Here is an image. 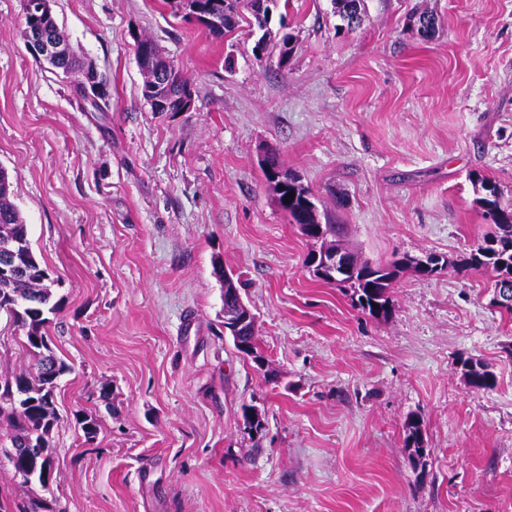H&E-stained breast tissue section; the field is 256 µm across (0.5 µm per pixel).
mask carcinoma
<instances>
[{
  "instance_id": "obj_1",
  "label": "carcinoma",
  "mask_w": 512,
  "mask_h": 512,
  "mask_svg": "<svg viewBox=\"0 0 512 512\" xmlns=\"http://www.w3.org/2000/svg\"><path fill=\"white\" fill-rule=\"evenodd\" d=\"M224 13L223 35L231 34L239 25V0H221ZM334 14L341 21L340 29H351L349 23L350 6L364 10L365 0H331ZM288 7V0H258L251 15V29L257 35L253 51L259 53L270 48L262 38L272 36L271 22L275 12ZM197 25L214 36L211 26L198 18ZM267 182L273 188L280 207L288 212L297 224L317 225L316 207H308L311 200L309 189L297 177L290 176L281 183L275 176L282 172L279 156L272 152L265 159L263 169ZM478 197L476 202L483 210V216L491 220L492 230L480 244L461 260L460 268H491L497 276L512 283V207L502 204L497 185L486 177L475 180ZM294 193L288 197V193ZM12 189L8 176L0 177V244L17 239V253L23 271L11 282L0 281V311L8 313L14 323L24 329L26 348L32 356L31 371H22L0 379V420L11 427V442L19 447V452L7 454L14 475L23 483L37 482L47 486V472L53 469L54 462L48 452L49 437L58 421L52 397L58 381L67 371L68 364L57 358L49 345L47 327L51 316L59 311V303L52 301L53 281L49 273L35 256L28 238V228L11 200ZM289 202H284V198ZM323 235L334 240L336 249L343 251V258L352 269L349 276L334 280L322 277L326 283L346 284L353 289L358 305L368 311L373 318H386L391 314L389 290L399 277V273L410 269L420 277H433L448 267V260L434 254L421 256L403 255L387 262L372 263L363 260L336 240L339 227L334 224L322 225ZM463 375L468 385L475 390H489L495 379L491 371L478 368L471 361H463ZM76 422L85 440L98 434V420L88 414L76 415ZM405 448L414 466H421L426 457V447L422 434V424L417 416L406 422Z\"/></svg>"
}]
</instances>
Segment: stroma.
I'll use <instances>...</instances> for the list:
<instances>
[{"label": "stroma", "instance_id": "1", "mask_svg": "<svg viewBox=\"0 0 512 512\" xmlns=\"http://www.w3.org/2000/svg\"><path fill=\"white\" fill-rule=\"evenodd\" d=\"M108 111L24 47L23 0H0V167L60 305L48 487L4 452L0 499L48 512H512V316L492 270H457L488 232L471 178L512 205V0H366L337 31L330 0H289L295 48L253 54L248 18L216 38L166 0H56ZM439 19L423 39L410 19ZM151 38L193 91L187 112L142 96ZM276 149L319 219L363 259L436 254L406 272L388 319L305 265L313 240L279 207ZM247 283L259 370L224 334V273ZM469 358L495 374L471 389ZM31 359L0 313V376ZM265 417L255 436L242 412ZM97 417L82 442L80 413ZM430 450L412 468L405 422ZM98 79H99V82H98L99 84L97 83ZM100 84H102L105 88L104 97L100 98V102H94V103H91V105L93 107H95L96 109H98L100 112H103L104 108L107 107L108 86H109L108 78L105 75L100 74V73H99V76H98V74H96L95 78L89 74L80 73V79L77 82V85H80L82 88H84L85 94H86L85 95L84 91L78 87L79 93L83 98L81 96L80 97L82 99H85V100L88 99L90 101H98V95L102 92V86ZM86 96H87V98H86Z\"/></svg>", "mask_w": 512, "mask_h": 512}]
</instances>
